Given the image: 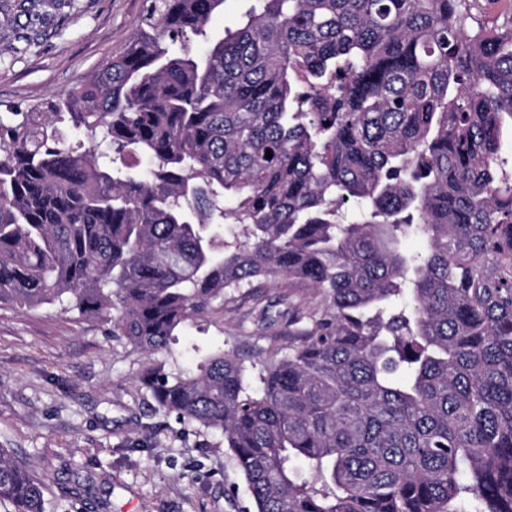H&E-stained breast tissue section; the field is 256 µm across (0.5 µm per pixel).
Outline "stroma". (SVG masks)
I'll list each match as a JSON object with an SVG mask.
<instances>
[{
	"label": "stroma",
	"mask_w": 512,
	"mask_h": 512,
	"mask_svg": "<svg viewBox=\"0 0 512 512\" xmlns=\"http://www.w3.org/2000/svg\"><path fill=\"white\" fill-rule=\"evenodd\" d=\"M0 12V113L27 112L129 42L143 0H10ZM272 281L148 352L111 325L45 305L0 304V448L45 479V512H256L224 434L155 408L139 380L152 365L195 371L216 350L247 369L285 357L308 321Z\"/></svg>",
	"instance_id": "1"
}]
</instances>
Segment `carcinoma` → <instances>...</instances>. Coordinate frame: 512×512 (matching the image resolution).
Listing matches in <instances>:
<instances>
[{
    "instance_id": "obj_1",
    "label": "carcinoma",
    "mask_w": 512,
    "mask_h": 512,
    "mask_svg": "<svg viewBox=\"0 0 512 512\" xmlns=\"http://www.w3.org/2000/svg\"><path fill=\"white\" fill-rule=\"evenodd\" d=\"M251 2L218 35L224 0H146L105 65L0 116V303L154 351L281 283L310 323L288 356L141 378L157 409L224 431L256 512H512V17ZM64 116L87 143L65 144ZM101 132L146 166L98 154ZM298 282L326 304L294 300ZM2 502L45 512L8 448Z\"/></svg>"
}]
</instances>
